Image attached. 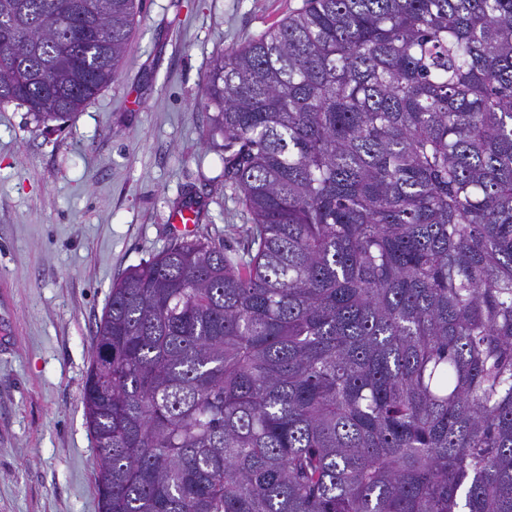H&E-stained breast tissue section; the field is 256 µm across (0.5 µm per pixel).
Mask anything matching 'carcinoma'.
Instances as JSON below:
<instances>
[{
	"label": "carcinoma",
	"mask_w": 512,
	"mask_h": 512,
	"mask_svg": "<svg viewBox=\"0 0 512 512\" xmlns=\"http://www.w3.org/2000/svg\"><path fill=\"white\" fill-rule=\"evenodd\" d=\"M143 0H0V107L65 121ZM242 252L113 283L99 512H512V0H304L206 79Z\"/></svg>",
	"instance_id": "carcinoma-1"
}]
</instances>
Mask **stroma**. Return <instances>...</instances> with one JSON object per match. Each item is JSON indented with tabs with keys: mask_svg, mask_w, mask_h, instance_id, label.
I'll use <instances>...</instances> for the list:
<instances>
[{
	"mask_svg": "<svg viewBox=\"0 0 512 512\" xmlns=\"http://www.w3.org/2000/svg\"><path fill=\"white\" fill-rule=\"evenodd\" d=\"M302 3L143 0L117 77L74 118L0 109V512H98L83 387L112 284L166 248L183 204L241 248L205 77Z\"/></svg>",
	"mask_w": 512,
	"mask_h": 512,
	"instance_id": "obj_1",
	"label": "stroma"
}]
</instances>
